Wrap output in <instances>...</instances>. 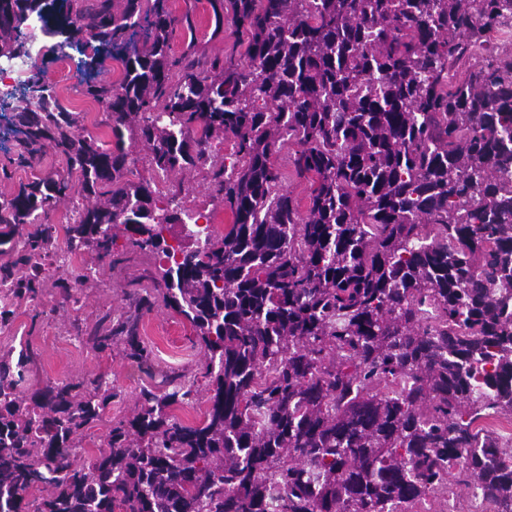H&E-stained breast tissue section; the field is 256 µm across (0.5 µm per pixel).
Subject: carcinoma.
I'll list each match as a JSON object with an SVG mask.
<instances>
[{
    "label": "carcinoma",
    "instance_id": "carcinoma-1",
    "mask_svg": "<svg viewBox=\"0 0 512 512\" xmlns=\"http://www.w3.org/2000/svg\"><path fill=\"white\" fill-rule=\"evenodd\" d=\"M142 2L115 15L112 0H70L71 36L124 66L116 84L83 62L85 92L156 173L208 171L233 222L220 233L174 195L158 205L153 183L124 179L126 154L73 132L35 74L16 163L49 146L66 168L0 203V243L75 194L96 202L62 238L39 225L0 266V327L43 294L48 250L108 258L121 225L158 274L89 340L151 362L139 324L162 302L204 351L209 407L183 423L174 409L200 390L166 374L82 453L112 383L29 396L28 351L0 354V512H390L451 479L512 503V445L480 425L512 418V56L492 45L512 29V0H208L212 36L232 15L224 57L193 36L171 54L192 12ZM24 23L0 22V57H29ZM219 139L230 156L211 149ZM291 146L303 210L273 161Z\"/></svg>",
    "mask_w": 512,
    "mask_h": 512
}]
</instances>
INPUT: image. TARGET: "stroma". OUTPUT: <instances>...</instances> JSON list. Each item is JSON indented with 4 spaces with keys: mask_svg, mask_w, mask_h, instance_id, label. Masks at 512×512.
<instances>
[{
    "mask_svg": "<svg viewBox=\"0 0 512 512\" xmlns=\"http://www.w3.org/2000/svg\"><path fill=\"white\" fill-rule=\"evenodd\" d=\"M168 6L176 17L186 9H193L201 49L212 55L231 51L233 23L225 21L224 39H212L214 19L207 0H168ZM66 37L63 22L50 24L41 32L38 43L31 46L32 58L45 81L55 88L63 105L78 114L79 131L92 133L107 146H114L117 141L110 128L99 123L98 103L85 94L74 95L68 90L76 75L55 59V51ZM61 165V157L48 149L32 165L10 166L7 175H0V201L13 194L20 184L37 176H46ZM170 182L184 208L211 214L217 228L231 224L230 212L209 188L206 171L178 172L171 175ZM156 266L155 258L139 254L123 235L119 236L114 256L110 259L99 258L88 250L65 262L54 255L46 257L45 292L40 307L21 303L15 308L12 324L0 328L1 348L18 350L27 347L33 354L27 383L29 390L64 379L86 382L101 374L108 375L118 396L109 406L106 418L115 422L128 419L138 411L140 389L158 384L163 372L176 371L196 378L199 388L207 389L208 381L201 375L204 353L194 346L188 321L172 310L156 308L140 320V335L155 352L153 362L148 366L129 360L123 345H115L112 350L101 353L77 336L78 330L93 327L103 316L116 318L127 311L129 292L150 287ZM79 272L86 274L87 279L77 299H64L57 287L58 280H72Z\"/></svg>",
    "mask_w": 512,
    "mask_h": 512,
    "instance_id": "stroma-1",
    "label": "stroma"
}]
</instances>
